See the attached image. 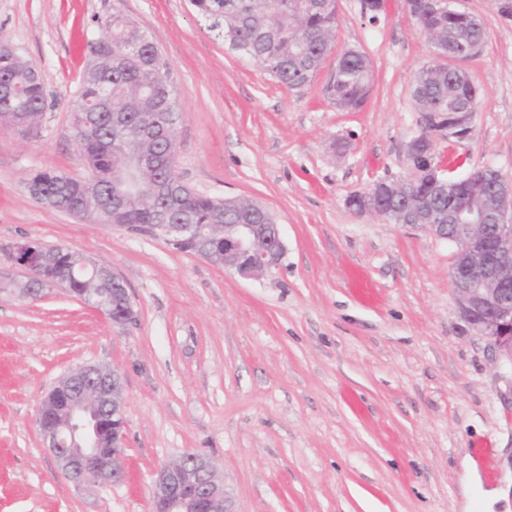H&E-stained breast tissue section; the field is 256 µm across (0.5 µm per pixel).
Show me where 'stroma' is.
Instances as JSON below:
<instances>
[{
  "instance_id": "35a3bbf8",
  "label": "stroma",
  "mask_w": 512,
  "mask_h": 512,
  "mask_svg": "<svg viewBox=\"0 0 512 512\" xmlns=\"http://www.w3.org/2000/svg\"><path fill=\"white\" fill-rule=\"evenodd\" d=\"M457 7L487 42L464 63L474 133L438 151L512 173V19L494 0ZM114 13L170 64L181 181L275 216L286 254L272 275L244 280L29 196L36 171L86 175L72 109ZM0 40L49 96L37 134L0 126V243L37 239L106 265L136 312L119 326L60 288L24 297L23 271L0 258V512H153L157 470L187 452L215 463L239 512H512V500L489 509L461 484L480 444L492 450L484 485L512 476V378L459 317L453 245L346 205L405 176L420 129L412 90L434 57L403 0H384L375 21L362 0H337L332 48L294 89L230 51L191 0H0ZM348 49L372 71L353 112L326 92ZM89 363L123 382L126 478L114 485L67 480L36 422L57 381Z\"/></svg>"
}]
</instances>
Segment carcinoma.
Instances as JSON below:
<instances>
[{
  "label": "carcinoma",
  "instance_id": "cac0c4a2",
  "mask_svg": "<svg viewBox=\"0 0 512 512\" xmlns=\"http://www.w3.org/2000/svg\"><path fill=\"white\" fill-rule=\"evenodd\" d=\"M192 5L224 36V43L240 56L259 63L278 82L297 88L311 81L331 49L336 29V0H192ZM416 24L432 51L453 52L484 43L485 27L479 20L452 21L435 9V0H414ZM101 48L90 58L73 112L92 120V129L75 131L77 150L87 175L74 179L55 170L31 176L39 187L37 203L69 212L94 224L111 219L99 204L89 202L125 191L122 170L129 158L126 142L139 144L144 166L135 172L138 195L126 206L128 224H241L255 222L257 207L242 200L224 205V199L200 193L176 175V143L161 128L144 130L155 112H170L179 120L177 88L168 62L130 19L114 13L101 21ZM339 74L327 85L331 102L339 109L356 110L369 95L370 63L363 55L346 52L338 61ZM0 84L11 87L15 98L0 102V118L37 123L48 100L37 68L16 53L0 51ZM475 98L466 78L446 70L421 69L415 80L416 106L446 112L451 103ZM431 207L446 210L448 196L418 185ZM47 273L52 281L80 288L74 252L50 248Z\"/></svg>",
  "mask_w": 512,
  "mask_h": 512
}]
</instances>
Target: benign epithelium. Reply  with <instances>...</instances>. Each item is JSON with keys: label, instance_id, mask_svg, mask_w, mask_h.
Returning <instances> with one entry per match:
<instances>
[{"label": "benign epithelium", "instance_id": "1", "mask_svg": "<svg viewBox=\"0 0 512 512\" xmlns=\"http://www.w3.org/2000/svg\"><path fill=\"white\" fill-rule=\"evenodd\" d=\"M478 47L435 57L466 75L461 63L477 56ZM473 106L448 107L446 112H423L420 131L409 142L405 160L407 176L381 180L347 199L355 213L379 215L378 192L407 202L398 223L419 227L455 246L450 276L460 319L468 330L483 336L500 356V365L512 373V175L498 172L495 186H488L485 169L475 168L460 177H448L436 162L438 145L462 141L473 132ZM424 178L458 198L448 215L431 207L415 205L414 183ZM139 233L174 248L192 246L207 258L201 247L218 244L224 253V268L243 279H259L280 268L286 253L279 224H142ZM0 256L23 270L25 296L41 297L46 257L32 239L0 244ZM80 271L90 281L108 279L112 287L82 293L79 300L92 304L112 323L135 321L128 289L110 268L82 255ZM42 409L48 424L41 427L44 443L57 459L63 476L74 483H119L124 479L120 464L125 444L124 396L120 374L101 365H83L71 371L48 394ZM112 445V454L102 451ZM151 498L156 512H239L225 480L206 457L184 453L163 466L152 482Z\"/></svg>", "mask_w": 512, "mask_h": 512}]
</instances>
